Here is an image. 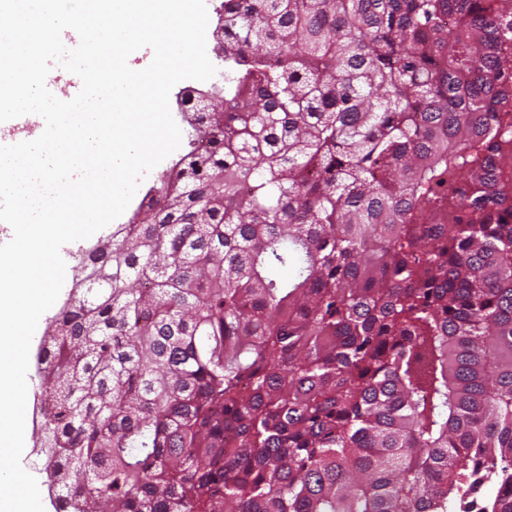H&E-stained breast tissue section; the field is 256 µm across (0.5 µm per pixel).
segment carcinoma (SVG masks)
Segmentation results:
<instances>
[{"instance_id":"carcinoma-1","label":"carcinoma","mask_w":512,"mask_h":512,"mask_svg":"<svg viewBox=\"0 0 512 512\" xmlns=\"http://www.w3.org/2000/svg\"><path fill=\"white\" fill-rule=\"evenodd\" d=\"M216 15L224 111L36 355L57 512H512V0Z\"/></svg>"}]
</instances>
